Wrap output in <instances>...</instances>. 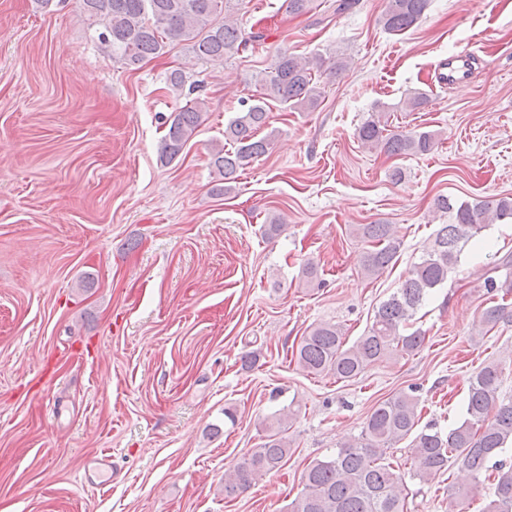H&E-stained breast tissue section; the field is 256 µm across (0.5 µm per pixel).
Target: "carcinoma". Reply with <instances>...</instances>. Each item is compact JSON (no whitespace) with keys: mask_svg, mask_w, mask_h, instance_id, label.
Masks as SVG:
<instances>
[{"mask_svg":"<svg viewBox=\"0 0 512 512\" xmlns=\"http://www.w3.org/2000/svg\"><path fill=\"white\" fill-rule=\"evenodd\" d=\"M87 20L101 26L97 39L103 51L126 66L135 67L148 58L166 54L171 46L185 44L201 63H222L243 57L264 39L247 32L229 13L234 0H80ZM429 0H386L382 23L390 32H403L424 14ZM325 58L281 52L270 67L253 76L256 94L250 104L224 126L230 148L213 150L211 164L222 189H232L237 173L266 154L270 140L258 137L269 125L271 106L309 109L318 104L322 91L318 73ZM206 101L196 98L167 118V132L159 147L160 160L170 164L181 159L187 144L198 134ZM358 138L370 149L393 156L424 155L432 151L436 136L431 131L385 133L380 117L371 115L358 129ZM436 210L449 213L452 223L437 230L432 245L400 288L378 305L367 331L347 344L343 329L331 323L310 328L296 349L298 363L307 371L331 373L352 381L365 369L394 354L410 355L425 343V333L408 331L410 321L432 290L448 280L467 240L495 221H512V197L474 202L440 195ZM354 231L371 244L361 257L365 274L387 268L400 248L387 224H357ZM492 305L481 310L480 324L494 329L512 321V253L499 258L481 274ZM500 363L491 361L470 376L466 418L446 432L419 426L418 399L400 392L378 402L368 415L361 434L352 441L310 462L303 489L291 502L290 512H407L403 494L402 463L391 460L390 451L403 441L411 449L413 478L427 484L448 470L456 458L475 475L512 446V401L499 400ZM294 410L287 407L264 424L265 436L234 467L224 473V496L244 493L258 478L281 470L294 450L287 423ZM492 498L483 512H512V466H495Z\"/></svg>","mask_w":512,"mask_h":512,"instance_id":"obj_1","label":"carcinoma"}]
</instances>
